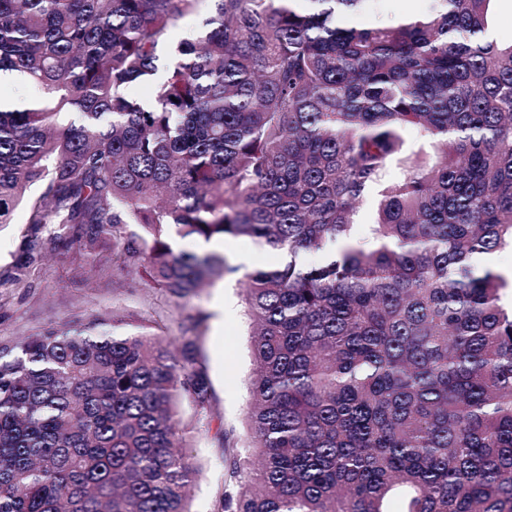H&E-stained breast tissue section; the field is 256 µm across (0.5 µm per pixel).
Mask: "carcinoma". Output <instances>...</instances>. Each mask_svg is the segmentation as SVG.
<instances>
[{"label":"carcinoma","mask_w":512,"mask_h":512,"mask_svg":"<svg viewBox=\"0 0 512 512\" xmlns=\"http://www.w3.org/2000/svg\"><path fill=\"white\" fill-rule=\"evenodd\" d=\"M200 2L0 0V74L38 97L0 108V224L24 204L27 253L110 246L175 299L238 271L178 237L279 253L237 280L255 459L217 433L215 512H512V281L478 264L512 249L495 0L388 24L363 19L377 0H210L170 43ZM201 322L171 344L160 317L92 312L0 340V512H190ZM208 2H202L198 13L186 15L177 19L171 26L170 34L175 41L191 37L201 26V21L207 16Z\"/></svg>","instance_id":"carcinoma-1"}]
</instances>
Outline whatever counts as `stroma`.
Here are the masks:
<instances>
[{"instance_id": "35a3bbf8", "label": "stroma", "mask_w": 512, "mask_h": 512, "mask_svg": "<svg viewBox=\"0 0 512 512\" xmlns=\"http://www.w3.org/2000/svg\"><path fill=\"white\" fill-rule=\"evenodd\" d=\"M25 210H16L12 223L0 226V271L26 261L31 276L26 287L0 284V339L26 336L45 323H66L91 310H114L133 320L148 308L164 310L168 334L176 337L198 315H205L201 347L209 362L214 389L210 427L198 425L191 408H184L192 424L189 453L199 468L191 489L192 512H214L215 492L224 477V463L213 444L212 430L224 427L245 439L247 389L251 358L243 305L234 278L215 281L197 295L176 302L143 281L113 272L104 255L72 258L47 251L28 257L23 233Z\"/></svg>"}]
</instances>
